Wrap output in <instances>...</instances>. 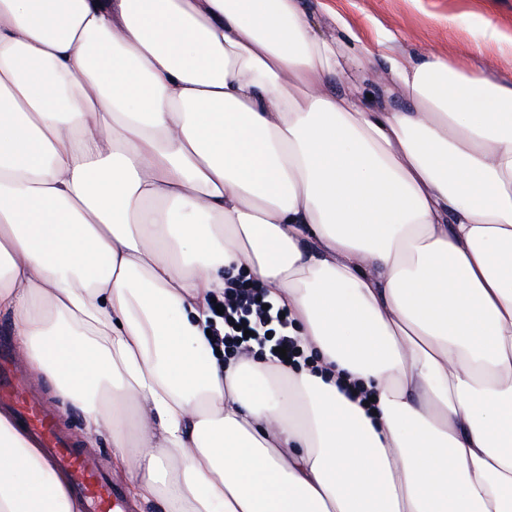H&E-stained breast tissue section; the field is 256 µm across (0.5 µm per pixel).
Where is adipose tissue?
I'll use <instances>...</instances> for the list:
<instances>
[{
    "label": "adipose tissue",
    "instance_id": "obj_1",
    "mask_svg": "<svg viewBox=\"0 0 512 512\" xmlns=\"http://www.w3.org/2000/svg\"><path fill=\"white\" fill-rule=\"evenodd\" d=\"M316 12L0 0V321L134 502L512 512V79ZM240 281L315 369L212 355ZM0 512H84L1 412Z\"/></svg>",
    "mask_w": 512,
    "mask_h": 512
}]
</instances>
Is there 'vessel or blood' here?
Instances as JSON below:
<instances>
[{"instance_id":"vessel-or-blood-1","label":"vessel or blood","mask_w":512,"mask_h":512,"mask_svg":"<svg viewBox=\"0 0 512 512\" xmlns=\"http://www.w3.org/2000/svg\"><path fill=\"white\" fill-rule=\"evenodd\" d=\"M0 408L34 437L46 457L65 470L73 490L85 502V512H132L120 482L105 472L95 453L83 448L28 386L14 356L0 350Z\"/></svg>"}]
</instances>
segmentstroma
Returning <instances> with one entry per match:
<instances>
[{"instance_id":"stroma-1","label":"stroma","mask_w":512,"mask_h":512,"mask_svg":"<svg viewBox=\"0 0 512 512\" xmlns=\"http://www.w3.org/2000/svg\"><path fill=\"white\" fill-rule=\"evenodd\" d=\"M350 22L353 31L374 38L382 26L407 52L425 50L466 65L485 63L504 79H512V59L495 52L474 56V35L485 21L512 28V0H328Z\"/></svg>"}]
</instances>
